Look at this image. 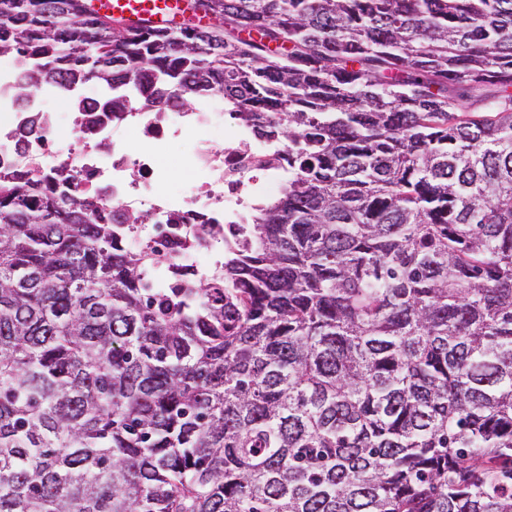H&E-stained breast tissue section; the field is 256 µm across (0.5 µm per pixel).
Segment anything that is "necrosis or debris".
<instances>
[{"instance_id":"4bbe7bcc","label":"necrosis or debris","mask_w":512,"mask_h":512,"mask_svg":"<svg viewBox=\"0 0 512 512\" xmlns=\"http://www.w3.org/2000/svg\"><path fill=\"white\" fill-rule=\"evenodd\" d=\"M18 62L0 57V173L29 162L32 176L68 168L79 193L111 209L131 251L151 246L164 260L149 283L209 277L224 263L226 242L252 223L257 203L278 199L288 180V150L260 139L224 110L216 93L192 110L119 107V92L94 82L75 85L64 109L52 86L20 98ZM181 144L182 153L170 149ZM186 173L173 187L171 167Z\"/></svg>"}]
</instances>
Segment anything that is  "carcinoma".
<instances>
[{
	"mask_svg": "<svg viewBox=\"0 0 512 512\" xmlns=\"http://www.w3.org/2000/svg\"><path fill=\"white\" fill-rule=\"evenodd\" d=\"M0 0L34 81L226 111L288 184L210 278L0 175V512H512V0ZM95 10L100 13H118L136 22L144 16L162 19L174 17L181 0H92Z\"/></svg>",
	"mask_w": 512,
	"mask_h": 512,
	"instance_id": "cac0c4a2",
	"label": "carcinoma"
}]
</instances>
